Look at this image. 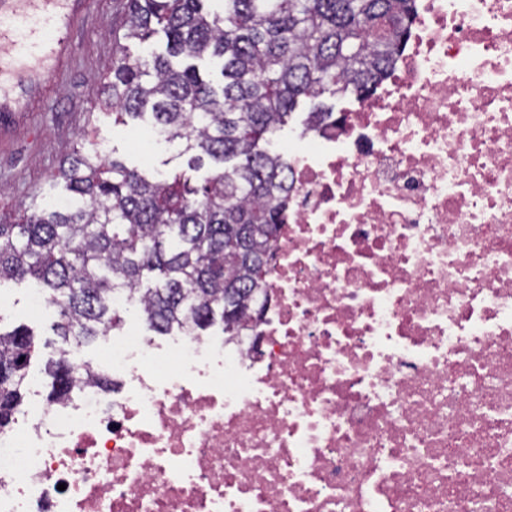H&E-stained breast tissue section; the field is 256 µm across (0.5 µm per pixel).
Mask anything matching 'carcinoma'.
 Segmentation results:
<instances>
[{"instance_id": "1", "label": "carcinoma", "mask_w": 512, "mask_h": 512, "mask_svg": "<svg viewBox=\"0 0 512 512\" xmlns=\"http://www.w3.org/2000/svg\"><path fill=\"white\" fill-rule=\"evenodd\" d=\"M128 0L112 32L115 120L149 121L187 157L153 178L73 148L56 180L63 200H32L0 224V282H31L56 308V335L83 346L121 322L112 294L129 292L157 334L235 336L264 292L291 188L288 159L270 149L299 104L363 89L400 54L415 0ZM158 40L133 57L124 42ZM35 351L23 326L0 331V429L23 404ZM48 397L75 369L47 365Z\"/></svg>"}]
</instances>
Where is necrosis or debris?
<instances>
[{"mask_svg":"<svg viewBox=\"0 0 512 512\" xmlns=\"http://www.w3.org/2000/svg\"><path fill=\"white\" fill-rule=\"evenodd\" d=\"M284 150L261 317L116 326L84 384L31 381L0 512H512V0H415L371 95Z\"/></svg>","mask_w":512,"mask_h":512,"instance_id":"4bbe7bcc","label":"necrosis or debris"}]
</instances>
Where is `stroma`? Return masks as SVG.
Instances as JSON below:
<instances>
[{
    "mask_svg": "<svg viewBox=\"0 0 512 512\" xmlns=\"http://www.w3.org/2000/svg\"><path fill=\"white\" fill-rule=\"evenodd\" d=\"M126 0H87V14L74 34V57L58 82L44 89L27 111L16 113L0 134V217L12 221L34 196H56L51 177L73 144L95 145L129 166L169 172L184 168L174 147L157 144L143 124L117 123L104 90L112 63V30L124 17ZM53 306L32 312L24 286L0 284V328L25 324L35 333L31 371L44 376L49 358L63 346L52 325Z\"/></svg>",
    "mask_w": 512,
    "mask_h": 512,
    "instance_id": "1",
    "label": "stroma"
}]
</instances>
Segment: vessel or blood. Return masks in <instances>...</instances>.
I'll use <instances>...</instances> for the list:
<instances>
[{"instance_id": "1", "label": "vessel or blood", "mask_w": 512, "mask_h": 512, "mask_svg": "<svg viewBox=\"0 0 512 512\" xmlns=\"http://www.w3.org/2000/svg\"><path fill=\"white\" fill-rule=\"evenodd\" d=\"M83 16L84 0H0V121L61 77Z\"/></svg>"}]
</instances>
